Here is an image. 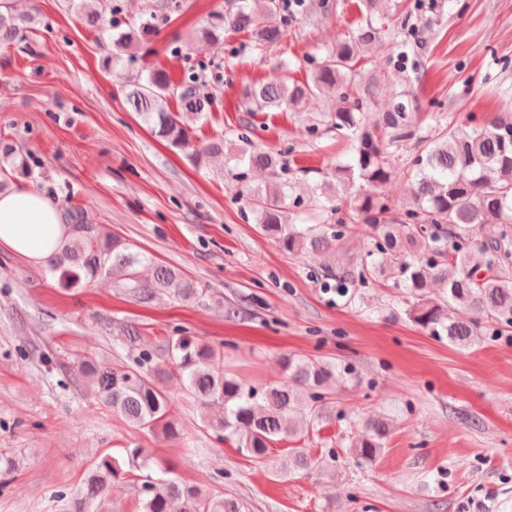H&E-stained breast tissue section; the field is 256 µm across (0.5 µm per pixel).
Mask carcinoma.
Returning a JSON list of instances; mask_svg holds the SVG:
<instances>
[{
	"instance_id": "carcinoma-1",
	"label": "carcinoma",
	"mask_w": 512,
	"mask_h": 512,
	"mask_svg": "<svg viewBox=\"0 0 512 512\" xmlns=\"http://www.w3.org/2000/svg\"><path fill=\"white\" fill-rule=\"evenodd\" d=\"M70 6L91 27L111 15L110 27L116 33L109 37L104 70L134 60L151 32L170 13L184 8L181 0H157L139 16L123 18L112 0H70ZM286 15L283 0H237L231 8L210 12L195 34L222 48L224 33L243 32L255 46L269 48L285 37ZM35 20L31 14L22 21L9 3L0 4V45L22 38L26 25ZM378 33L369 22L357 35L340 40L303 83L290 80L285 72L252 83L243 92L247 112H300L309 98L329 88L348 102L319 115L318 123L306 129L312 135L324 125L354 138L352 160L312 187L316 197L324 198L325 210L337 216L332 224L290 223L289 207L301 206L293 180L280 177L282 161L277 155L255 147L246 137L237 138L236 150L222 137L192 145L214 102L213 94L201 89L195 65L185 68L178 82L162 69L145 70L124 88L125 101L157 137L191 150L197 165L222 155L236 169L246 164L269 170L272 177L263 187H252L239 176L240 195L260 231L288 253L334 255L350 225H365L376 258L326 265L324 276L340 286L390 273L412 298L404 310L409 321L454 346L477 347L487 327L494 325L499 333L512 329V118L446 129L425 142L411 160V203L394 213L380 193L391 178L384 154L387 146L415 135L419 113L413 102L398 101L375 125L362 124L363 98H351V91L357 64ZM172 97L179 103L175 112L169 107ZM15 173L28 174L26 154L20 146L3 144L0 188ZM68 216L69 236L46 260V271L62 288L109 277L142 306L160 294L198 302L211 299L208 288L184 270L159 264L102 225L89 223L83 210L73 208ZM120 332L122 345L137 352L133 362L105 366L93 356L77 355L70 370L78 387L132 426L175 437L179 428L167 383L176 375L199 408L203 429L219 441L235 443L239 453L260 464L270 460L276 442L302 435L298 416L314 421L322 416L323 402L338 382L334 364L288 354L280 360L278 379L247 384L224 371V353L207 341L168 336L148 342L135 323ZM217 403L224 413L215 418L208 408ZM390 429L389 421L376 418L354 431L351 452L358 465L371 464L381 455ZM323 463L320 457L291 448L288 458L269 468V474L275 479L307 474ZM154 468L161 477L149 474ZM143 470L148 474L132 480L134 472ZM129 486L135 490L136 512L249 510L242 498L205 490L174 475L170 465L157 462L139 446H127L118 456L106 453L94 462L85 482V501L92 512H117L112 497Z\"/></svg>"
}]
</instances>
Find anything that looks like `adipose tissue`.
<instances>
[{"label":"adipose tissue","mask_w":512,"mask_h":512,"mask_svg":"<svg viewBox=\"0 0 512 512\" xmlns=\"http://www.w3.org/2000/svg\"><path fill=\"white\" fill-rule=\"evenodd\" d=\"M66 234L63 211L52 198L23 182L0 192V245L36 265Z\"/></svg>","instance_id":"ef3b65f1"}]
</instances>
